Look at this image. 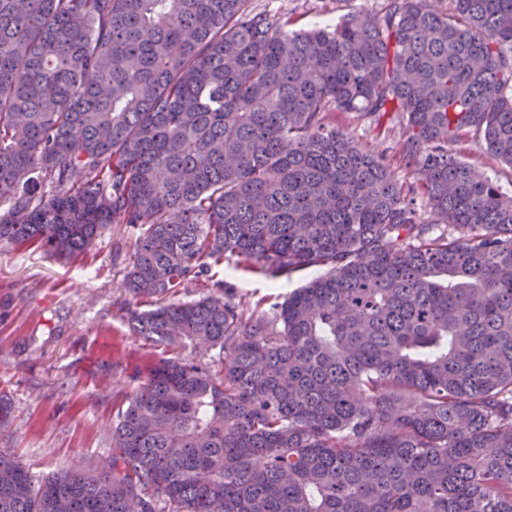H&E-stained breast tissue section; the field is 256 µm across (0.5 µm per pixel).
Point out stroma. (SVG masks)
Instances as JSON below:
<instances>
[{"label":"stroma","mask_w":512,"mask_h":512,"mask_svg":"<svg viewBox=\"0 0 512 512\" xmlns=\"http://www.w3.org/2000/svg\"><path fill=\"white\" fill-rule=\"evenodd\" d=\"M253 6L288 13L295 29L378 12L385 0H252ZM367 151L393 154L402 132L377 129L350 112L332 117ZM452 153L481 177L512 192V166L481 143L451 144ZM135 230L111 224L87 254L59 259L34 246L0 244V392L13 420L0 428V451L36 478L59 470L95 474L107 461L112 425L124 396L160 358L165 345L129 333L122 309L129 296L125 267ZM317 268L271 280L234 260L212 267L214 279L232 285L261 311L306 285Z\"/></svg>","instance_id":"obj_1"}]
</instances>
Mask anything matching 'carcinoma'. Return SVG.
<instances>
[{
	"mask_svg": "<svg viewBox=\"0 0 512 512\" xmlns=\"http://www.w3.org/2000/svg\"><path fill=\"white\" fill-rule=\"evenodd\" d=\"M251 0H0V243L137 230L130 331L218 348L125 395L96 475L0 452V512H512V0L299 31ZM403 127L417 185L329 122ZM425 197L445 225L430 234ZM322 266L271 315L210 262ZM448 149L468 163L480 177L489 178L512 192V167L490 154L481 143L466 140L448 145Z\"/></svg>",
	"mask_w": 512,
	"mask_h": 512,
	"instance_id": "carcinoma-1",
	"label": "carcinoma"
}]
</instances>
